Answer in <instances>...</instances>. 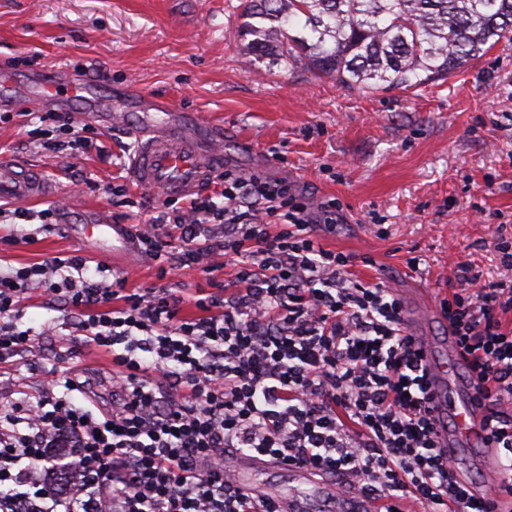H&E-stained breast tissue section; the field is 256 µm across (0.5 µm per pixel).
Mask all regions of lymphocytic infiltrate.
<instances>
[{"label":"lymphocytic infiltrate","mask_w":512,"mask_h":512,"mask_svg":"<svg viewBox=\"0 0 512 512\" xmlns=\"http://www.w3.org/2000/svg\"><path fill=\"white\" fill-rule=\"evenodd\" d=\"M218 196L165 199L137 229L159 276L233 265L230 283L184 293L128 289L129 274H90L82 255L0 272V365L33 347L32 294L79 312L78 332L109 354L112 406L82 372L61 370L37 401L0 403V512H281L224 473L235 451L308 466L423 512H499L512 499V281L461 262L440 308L489 405L484 443L501 472L467 502L439 450L423 355L402 301L363 282L353 254L327 248L335 205L313 208L284 180L228 168ZM68 480L55 496L37 473Z\"/></svg>","instance_id":"obj_1"}]
</instances>
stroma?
<instances>
[{
    "instance_id": "obj_1",
    "label": "stroma",
    "mask_w": 512,
    "mask_h": 512,
    "mask_svg": "<svg viewBox=\"0 0 512 512\" xmlns=\"http://www.w3.org/2000/svg\"><path fill=\"white\" fill-rule=\"evenodd\" d=\"M241 0H0V75L21 78L67 67L106 88L127 84L197 112L224 128L229 164L245 174L288 180L314 202L335 201L330 248L354 254L355 274L397 290L416 309L422 292L448 293L458 262L483 278L512 279L499 261V237L512 238V40L500 42L448 80L416 89L346 90L294 61L253 62L240 52ZM24 95L0 103V158L38 168L48 185L29 201L40 211L71 197L69 221L100 212L112 223H147L163 202L131 177L136 140L96 124L95 148L72 150L63 129L31 136ZM126 187V197L112 194ZM146 198L140 210L124 198ZM0 222V267L83 255L122 274L110 254L61 233L19 242L33 232ZM417 257L418 269L406 260ZM26 318L50 324L19 361L37 397L60 354L85 369L101 403L112 400L106 355L76 334L77 312L32 296Z\"/></svg>"
}]
</instances>
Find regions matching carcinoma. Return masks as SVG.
Wrapping results in <instances>:
<instances>
[{
    "label": "carcinoma",
    "instance_id": "cac0c4a2",
    "mask_svg": "<svg viewBox=\"0 0 512 512\" xmlns=\"http://www.w3.org/2000/svg\"><path fill=\"white\" fill-rule=\"evenodd\" d=\"M251 61L300 55L345 89L417 88L512 36V0H245Z\"/></svg>",
    "mask_w": 512,
    "mask_h": 512
}]
</instances>
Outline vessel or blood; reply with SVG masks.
Returning a JSON list of instances; mask_svg holds the SVG:
<instances>
[{"instance_id": "b4317fda", "label": "vessel or blood", "mask_w": 512, "mask_h": 512, "mask_svg": "<svg viewBox=\"0 0 512 512\" xmlns=\"http://www.w3.org/2000/svg\"><path fill=\"white\" fill-rule=\"evenodd\" d=\"M27 84L32 90L33 106L48 104L73 113L80 121L107 128L120 125L128 130L138 140L131 173L144 188L167 197H185L200 192L224 168L223 139L206 138L191 129L189 121L180 118L168 102L130 89L116 102L101 92L100 81L89 73L78 74L66 68L57 69L51 79L42 74L30 76ZM45 193L39 171L21 168L9 160L0 161V201L34 199ZM61 230L107 244L113 257L122 261H131L136 255L129 246L126 225L96 221L83 226L65 224ZM413 341L424 354L436 413L454 425L452 432L441 436L442 453L453 454L458 446L483 436L486 402L473 382L456 378L461 364L456 348H449L447 358L438 359L429 337L417 335ZM258 468V463L240 460L236 478L240 486L262 497L271 488L256 480Z\"/></svg>"}]
</instances>
